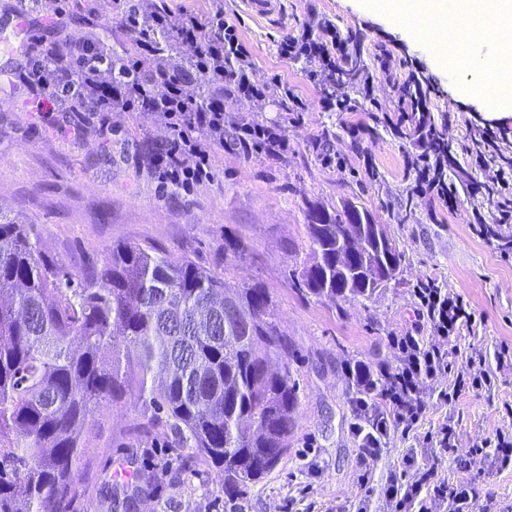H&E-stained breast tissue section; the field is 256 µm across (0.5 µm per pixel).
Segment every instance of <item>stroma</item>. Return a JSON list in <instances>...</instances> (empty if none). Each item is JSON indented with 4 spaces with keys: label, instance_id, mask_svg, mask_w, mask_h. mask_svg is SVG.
Returning <instances> with one entry per match:
<instances>
[{
    "label": "stroma",
    "instance_id": "stroma-1",
    "mask_svg": "<svg viewBox=\"0 0 512 512\" xmlns=\"http://www.w3.org/2000/svg\"><path fill=\"white\" fill-rule=\"evenodd\" d=\"M55 0H43V15H24L21 0H0V211L30 225L41 249L73 276L101 268L113 244L149 246L172 257L189 256L229 287L258 283L269 288L282 332L291 338L300 407L287 453L244 492H225L217 470L194 449L178 447L161 415L143 410L135 391L89 417L86 454L78 469L72 512H328L352 500L358 488V442L345 366L356 360L396 367L388 336L415 322L413 290L433 277L469 303L480 322L476 335L455 345L512 344V260L500 257L495 241L474 235L473 210L492 221L486 197L458 192L454 208L429 195H407L405 155L412 141L394 137L375 115L398 109L395 83L409 70L427 79L435 93L434 116L450 114L448 139L456 165L448 180L466 170L471 183L491 184L493 169L471 165L462 144L467 123L501 128L512 135V117L489 116L459 88L426 43L373 11L367 0H281L276 21L250 20L240 0H224V12L252 54L254 77L278 75L310 104L300 121L287 124L288 150L281 157L219 154L212 181L190 191L163 188L144 161L164 142L168 129L136 115H111L112 142L102 147L100 118L68 106L35 120L24 107L33 98L24 78L30 53L60 42L63 34L114 51L126 43L111 15L80 8L58 32L46 16ZM331 21L346 43H360L373 95L351 96L343 111L322 110V83L309 81L301 61L282 58L277 45L302 28ZM56 120L79 124L74 141L47 128ZM355 205L373 223L386 225L404 256L401 276L372 299L337 304L300 295L290 273L308 256L306 214ZM239 238L246 258L225 260L224 241ZM495 392L470 390L432 417L454 420L462 446L490 440L512 419V367L496 370ZM169 460L159 472L160 460ZM133 471L126 484L118 468ZM481 491L495 492L512 510V467L494 458L471 467Z\"/></svg>",
    "mask_w": 512,
    "mask_h": 512
}]
</instances>
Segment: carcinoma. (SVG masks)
<instances>
[{
  "instance_id": "1",
  "label": "carcinoma",
  "mask_w": 512,
  "mask_h": 512,
  "mask_svg": "<svg viewBox=\"0 0 512 512\" xmlns=\"http://www.w3.org/2000/svg\"><path fill=\"white\" fill-rule=\"evenodd\" d=\"M362 71L349 49L336 83L353 89ZM360 223L345 205L308 213L299 293L370 299L397 279L402 254H374L368 237L355 273L336 268L345 225ZM292 362L261 284L229 288L188 256L132 244L76 282L0 212V512H69L87 417L131 388L224 489L241 491L288 451L300 405Z\"/></svg>"
}]
</instances>
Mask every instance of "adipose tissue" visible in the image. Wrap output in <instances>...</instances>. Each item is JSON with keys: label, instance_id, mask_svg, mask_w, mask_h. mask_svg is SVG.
Returning a JSON list of instances; mask_svg holds the SVG:
<instances>
[{"label": "adipose tissue", "instance_id": "1", "mask_svg": "<svg viewBox=\"0 0 512 512\" xmlns=\"http://www.w3.org/2000/svg\"><path fill=\"white\" fill-rule=\"evenodd\" d=\"M374 10L406 22L419 40L454 47L456 72L470 74L466 94L501 116L512 115V0H370ZM479 23L494 30L493 50L473 53L458 31Z\"/></svg>", "mask_w": 512, "mask_h": 512}]
</instances>
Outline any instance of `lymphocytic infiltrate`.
<instances>
[{"instance_id":"f902f5d3","label":"lymphocytic infiltrate","mask_w":512,"mask_h":512,"mask_svg":"<svg viewBox=\"0 0 512 512\" xmlns=\"http://www.w3.org/2000/svg\"><path fill=\"white\" fill-rule=\"evenodd\" d=\"M112 17L131 45L115 55L83 39L51 45L31 56L30 80L36 87L34 109L49 111L56 102L76 112H135L160 120L170 131L153 151L150 166L163 185L193 189L211 180L216 153L224 147V101L243 97L263 104L278 100L287 115L308 111L309 105L283 85L280 77L259 82L253 77L250 51L234 24L224 16L222 0H214L205 17L168 0L145 5L144 0H110ZM325 38L306 29L283 38L279 54L304 58L309 80H321L336 65L340 43L331 22H324ZM193 49L190 64L173 55V48ZM399 109L388 124L407 131L417 147L408 155L409 192L431 195L453 207L457 188L448 182V137L437 125L426 100L402 85ZM281 123L253 121L236 128L234 143L244 153L277 157L288 149ZM466 150L478 167H494L495 183L487 190L495 223L512 224V164L497 165L499 136L494 130L468 129ZM421 325L390 339L400 364L356 361L348 364L352 387L351 429L358 440L359 494L354 505H337L336 512H368L374 491L376 463L395 436H409L431 410L458 400L464 390L492 392L495 369L512 365V347L494 352L472 350L461 362L448 358V343L473 332L476 317L463 297L439 281L426 279L415 290ZM481 375H473L474 366ZM381 491L387 512H472L479 495L471 479L448 478L437 465L418 464L416 478L401 484L387 477Z\"/></svg>"}]
</instances>
